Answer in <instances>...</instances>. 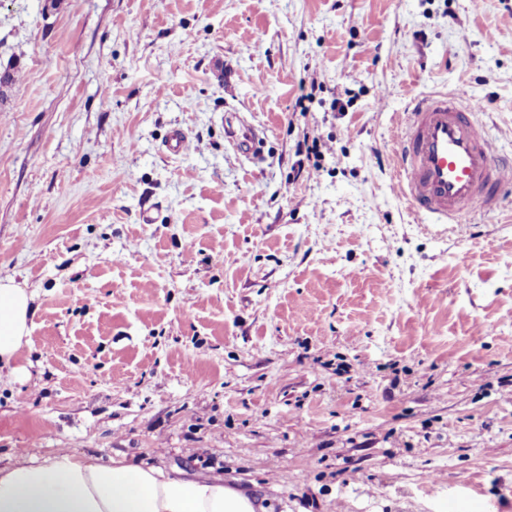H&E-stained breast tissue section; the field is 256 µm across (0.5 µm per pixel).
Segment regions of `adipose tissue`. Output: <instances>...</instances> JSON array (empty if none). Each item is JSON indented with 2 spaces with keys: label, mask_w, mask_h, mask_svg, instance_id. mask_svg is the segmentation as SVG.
I'll use <instances>...</instances> for the list:
<instances>
[{
  "label": "adipose tissue",
  "mask_w": 512,
  "mask_h": 512,
  "mask_svg": "<svg viewBox=\"0 0 512 512\" xmlns=\"http://www.w3.org/2000/svg\"><path fill=\"white\" fill-rule=\"evenodd\" d=\"M34 295L0 278V369L27 342ZM0 512H266L219 479L173 478L157 467L102 464L59 451L0 468Z\"/></svg>",
  "instance_id": "adipose-tissue-1"
}]
</instances>
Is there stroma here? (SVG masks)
Listing matches in <instances>:
<instances>
[{"label": "stroma", "instance_id": "obj_1", "mask_svg": "<svg viewBox=\"0 0 512 512\" xmlns=\"http://www.w3.org/2000/svg\"><path fill=\"white\" fill-rule=\"evenodd\" d=\"M1 74L0 277L35 294L1 467L512 512V195L420 224L390 174L413 98L460 87L512 155V0H0ZM236 120L241 124L238 125L240 134L234 128ZM224 129L228 141L233 145L234 149L244 155L258 154V143L260 138L257 132L250 126L244 124L236 113H230L224 119Z\"/></svg>", "mask_w": 512, "mask_h": 512}]
</instances>
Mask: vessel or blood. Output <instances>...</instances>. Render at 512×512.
<instances>
[{
	"mask_svg": "<svg viewBox=\"0 0 512 512\" xmlns=\"http://www.w3.org/2000/svg\"><path fill=\"white\" fill-rule=\"evenodd\" d=\"M479 110L458 93L413 101L398 135L393 179L414 215L458 224L500 208L502 192L512 187V163L501 160ZM236 120L233 113L224 119L228 141L238 153L256 154V131Z\"/></svg>",
	"mask_w": 512,
	"mask_h": 512,
	"instance_id": "obj_1",
	"label": "vessel or blood"
}]
</instances>
